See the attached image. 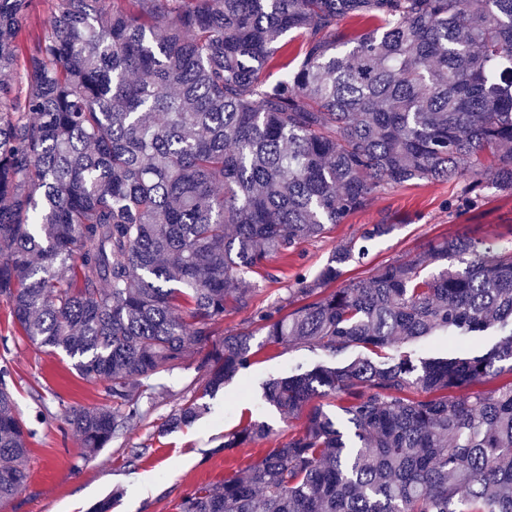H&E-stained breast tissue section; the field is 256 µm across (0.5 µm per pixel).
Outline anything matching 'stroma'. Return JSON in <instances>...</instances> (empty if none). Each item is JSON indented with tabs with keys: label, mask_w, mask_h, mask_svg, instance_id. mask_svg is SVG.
Segmentation results:
<instances>
[{
	"label": "stroma",
	"mask_w": 512,
	"mask_h": 512,
	"mask_svg": "<svg viewBox=\"0 0 512 512\" xmlns=\"http://www.w3.org/2000/svg\"><path fill=\"white\" fill-rule=\"evenodd\" d=\"M465 185V180L452 179L385 187L367 208L331 227L324 237L303 242L289 262L272 261L269 276L258 280L252 308L217 318L215 339L246 327L254 309L286 297L300 277L314 274L326 263L339 241L358 240L367 224L385 221L395 230L371 243L362 262L348 265L345 279L370 278L378 267L424 254L430 244L457 233L512 244V197L488 187L478 208H449V201L459 199ZM205 354V349H194L180 368L160 374L158 381L167 395L125 436L89 456L77 437L65 431L64 413L76 404L108 403L105 384L82 378L69 358L31 343L14 327L8 305L0 301V365L9 367L16 411L33 431L29 480L11 499L0 502V512H93L105 501L110 504L108 512H177V504L195 488L223 480L231 471L247 474L266 451L287 438L292 424L264 402L263 381L332 360L324 350L303 344L266 347L255 364L211 399L207 415L159 435L164 418L183 404L190 388L200 384ZM251 417L270 426L269 437L224 455L219 445L225 434ZM134 446L146 449L135 461L129 453Z\"/></svg>",
	"instance_id": "obj_1"
}]
</instances>
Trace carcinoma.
<instances>
[{"instance_id": "1", "label": "carcinoma", "mask_w": 512, "mask_h": 512, "mask_svg": "<svg viewBox=\"0 0 512 512\" xmlns=\"http://www.w3.org/2000/svg\"><path fill=\"white\" fill-rule=\"evenodd\" d=\"M30 6L0 0V299L32 342L106 383L111 403L64 418L91 455L213 321L252 306L270 259L380 188L465 178L469 208L486 181L512 194V0H58L38 24ZM395 229L365 225L362 246L340 243L253 313L267 345L356 355L266 382V403L304 425L180 512H512V247L457 234L332 287ZM489 329L482 354L398 350ZM254 336L213 345L160 433L210 410L265 345ZM9 376L0 500L29 478ZM326 395L339 412L314 403ZM268 432L249 422L224 455Z\"/></svg>"}]
</instances>
